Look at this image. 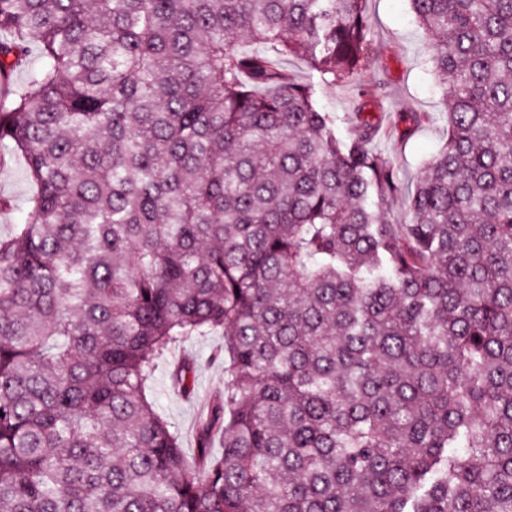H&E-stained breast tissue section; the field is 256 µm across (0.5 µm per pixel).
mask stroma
<instances>
[{"instance_id": "35a3bbf8", "label": "stroma", "mask_w": 512, "mask_h": 512, "mask_svg": "<svg viewBox=\"0 0 512 512\" xmlns=\"http://www.w3.org/2000/svg\"><path fill=\"white\" fill-rule=\"evenodd\" d=\"M373 53L362 71L366 80H384L387 95L372 114L380 126L375 143L390 158L400 190L391 201L390 214L398 223L409 218L408 201L428 160L448 139V124L440 107V94L429 62L428 38L418 27L407 0H367ZM426 121H416L419 113ZM31 181L21 159L0 168V194L10 197L14 208L0 217V235L26 216ZM224 333L216 330L173 347L168 363L155 378L158 413L182 433L186 456H193L194 428L202 410L224 389ZM192 360L197 364L191 397H183L171 385L173 364Z\"/></svg>"}]
</instances>
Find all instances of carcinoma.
I'll return each mask as SVG.
<instances>
[{
    "instance_id": "cac0c4a2",
    "label": "carcinoma",
    "mask_w": 512,
    "mask_h": 512,
    "mask_svg": "<svg viewBox=\"0 0 512 512\" xmlns=\"http://www.w3.org/2000/svg\"><path fill=\"white\" fill-rule=\"evenodd\" d=\"M367 0H0V512H512V0H409L448 141L410 220L357 112ZM224 330L193 460L155 409ZM186 394L195 365L173 372ZM223 437L213 453L211 439ZM319 97L325 108L336 116L340 132L345 135L357 106L355 87L346 83L336 85V88L319 92ZM32 191L31 181L21 159L15 158L12 163L0 168V194L10 197L14 209L0 217V235H8L12 224H20L26 216L27 199Z\"/></svg>"
}]
</instances>
